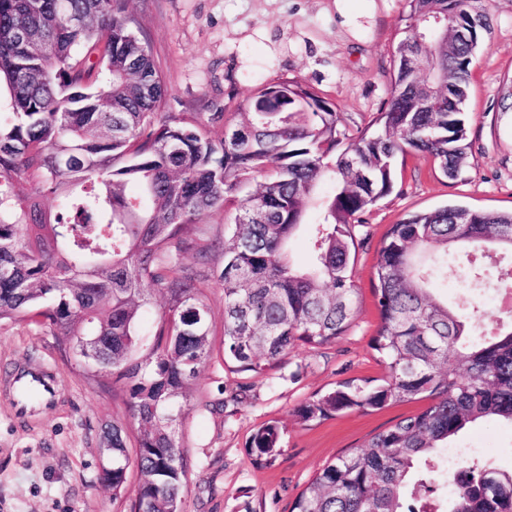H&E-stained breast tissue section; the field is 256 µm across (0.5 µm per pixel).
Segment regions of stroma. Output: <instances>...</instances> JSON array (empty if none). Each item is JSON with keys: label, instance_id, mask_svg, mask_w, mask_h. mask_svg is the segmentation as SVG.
<instances>
[{"label": "stroma", "instance_id": "35a3bbf8", "mask_svg": "<svg viewBox=\"0 0 512 512\" xmlns=\"http://www.w3.org/2000/svg\"><path fill=\"white\" fill-rule=\"evenodd\" d=\"M492 33L472 71L467 112L471 165L450 180L427 158L397 161L398 194L371 217V241L356 255L357 310L344 336L324 347L300 346L263 375L229 372L220 360L201 366L182 430L189 466L187 512H291L315 472L350 452L398 418L422 409L416 401L381 410H350L321 422L300 423L296 409L314 394L349 379H377L385 370L370 347L378 324L372 266L390 224L405 214L446 204L512 210V0H486ZM402 0H125L136 35L163 75L166 111L223 113L262 84L290 77L335 102L343 124L366 125L389 97L392 50L401 28ZM463 251L448 252L439 292L452 301L476 299L482 329L512 321L500 286L512 284V263L499 284L478 294L457 268ZM48 365L57 374L51 407L20 419L11 410L10 372ZM122 404L90 384L48 329L0 323V512H130L140 482L129 475L122 500L100 480V441ZM284 425L283 453L257 463L248 441L261 424ZM484 436L495 467L512 469V423L469 425L454 440L467 448Z\"/></svg>", "mask_w": 512, "mask_h": 512}]
</instances>
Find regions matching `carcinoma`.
<instances>
[{"mask_svg": "<svg viewBox=\"0 0 512 512\" xmlns=\"http://www.w3.org/2000/svg\"><path fill=\"white\" fill-rule=\"evenodd\" d=\"M74 16L84 24L70 26ZM401 22L390 97L370 125L349 129L334 103L295 78L260 87L232 124L222 112L163 111L164 79L123 0H0V90L11 109L0 120V322L48 328L125 407L134 455L127 428L112 425L101 481L118 500L135 464L132 512H183L179 430L201 364L218 358L260 374L294 347L326 345L350 328L356 232L393 193L398 156L420 153L450 180L468 167V83L491 33L483 0H404ZM18 28L53 47L44 54L37 41H17ZM211 124L224 125L221 139ZM325 178L334 194L307 225ZM44 194L60 199L59 212L41 207ZM224 207L235 210L224 240L188 233ZM304 227L311 264L300 268L287 245ZM459 246L473 248L465 287L479 293L512 256V211L448 204L386 230L371 346L387 375L376 386L341 382L296 416L427 405L318 470L292 512H512V470L476 456L460 462L451 503L436 496L448 484L437 449L478 420L512 422V326L473 341L480 310L465 317L434 297L447 272L435 253ZM188 251L197 266L184 265ZM213 273L224 291L218 343L204 302ZM155 290L167 307L149 341L140 326ZM249 448L276 460L278 424L261 426ZM407 498L416 506L404 508Z\"/></svg>", "mask_w": 512, "mask_h": 512, "instance_id": "carcinoma-1", "label": "carcinoma"}]
</instances>
